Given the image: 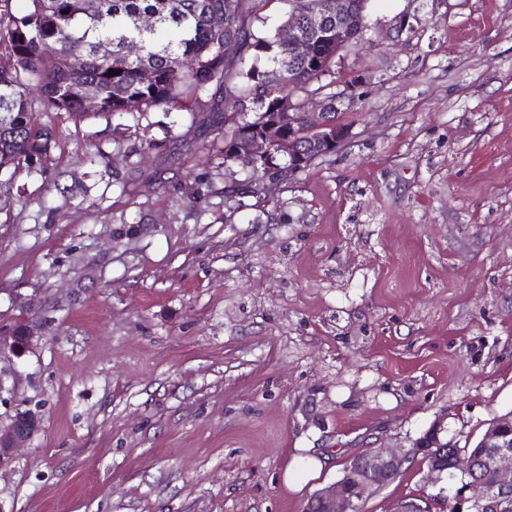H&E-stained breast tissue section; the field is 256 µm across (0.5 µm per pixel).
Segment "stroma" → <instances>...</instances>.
<instances>
[{
    "label": "stroma",
    "instance_id": "obj_1",
    "mask_svg": "<svg viewBox=\"0 0 512 512\" xmlns=\"http://www.w3.org/2000/svg\"><path fill=\"white\" fill-rule=\"evenodd\" d=\"M366 24L347 145L230 224L223 113H39L57 143L0 200V334L37 329L0 425L40 426L0 512H303L372 448L412 455L363 512H448L414 445L512 412V0Z\"/></svg>",
    "mask_w": 512,
    "mask_h": 512
}]
</instances>
